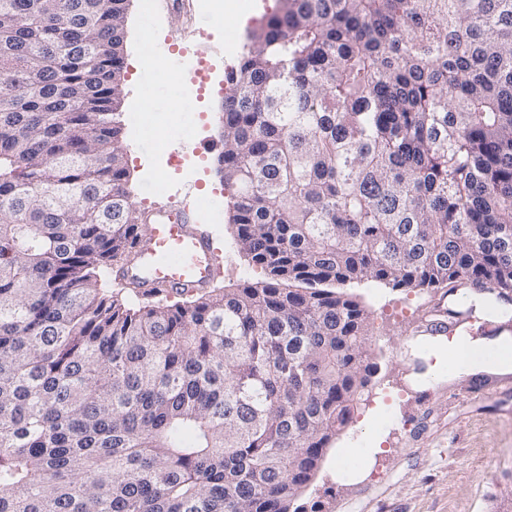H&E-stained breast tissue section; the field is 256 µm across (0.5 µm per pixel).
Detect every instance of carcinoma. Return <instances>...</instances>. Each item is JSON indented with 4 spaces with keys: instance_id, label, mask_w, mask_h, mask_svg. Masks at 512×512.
Listing matches in <instances>:
<instances>
[{
    "instance_id": "1",
    "label": "carcinoma",
    "mask_w": 512,
    "mask_h": 512,
    "mask_svg": "<svg viewBox=\"0 0 512 512\" xmlns=\"http://www.w3.org/2000/svg\"><path fill=\"white\" fill-rule=\"evenodd\" d=\"M126 0H0V512H306L374 364L330 286L512 302V0H279L221 106L271 279L107 290Z\"/></svg>"
}]
</instances>
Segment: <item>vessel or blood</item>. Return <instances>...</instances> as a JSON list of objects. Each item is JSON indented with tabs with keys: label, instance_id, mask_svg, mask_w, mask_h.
<instances>
[{
	"label": "vessel or blood",
	"instance_id": "obj_1",
	"mask_svg": "<svg viewBox=\"0 0 512 512\" xmlns=\"http://www.w3.org/2000/svg\"><path fill=\"white\" fill-rule=\"evenodd\" d=\"M193 213L190 207L172 211L156 205L147 217L146 236L121 270V279L137 284L140 294L148 298L161 290L205 287L215 274L217 257L209 240L194 230ZM470 321L468 311L441 306L431 318L418 322L415 333L430 337L439 352L462 354L469 342L466 325Z\"/></svg>",
	"mask_w": 512,
	"mask_h": 512
}]
</instances>
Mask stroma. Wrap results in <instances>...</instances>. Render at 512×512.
Instances as JSON below:
<instances>
[{
    "label": "stroma",
    "instance_id": "stroma-1",
    "mask_svg": "<svg viewBox=\"0 0 512 512\" xmlns=\"http://www.w3.org/2000/svg\"><path fill=\"white\" fill-rule=\"evenodd\" d=\"M237 2L248 6V14L223 22L209 0H130L119 106L132 201L143 211L158 203L194 206L228 288L268 276L241 252L223 210L216 158L222 147L226 67L242 52L249 33L278 7V0ZM144 35L152 43L185 49L177 72L140 65ZM206 43L213 51L200 54ZM200 67L209 74L205 90L172 106L177 86H191ZM142 102L160 117L146 133L130 120ZM187 138L211 144L212 152L184 146ZM347 291L371 313L377 371L301 502L318 503L322 512H512V371L499 374L489 396L480 394L470 373L439 377L420 391H399L396 380L408 379L417 365L410 329L437 292L394 288L370 278ZM343 448L356 455V478L336 468L334 458Z\"/></svg>",
    "mask_w": 512,
    "mask_h": 512
}]
</instances>
